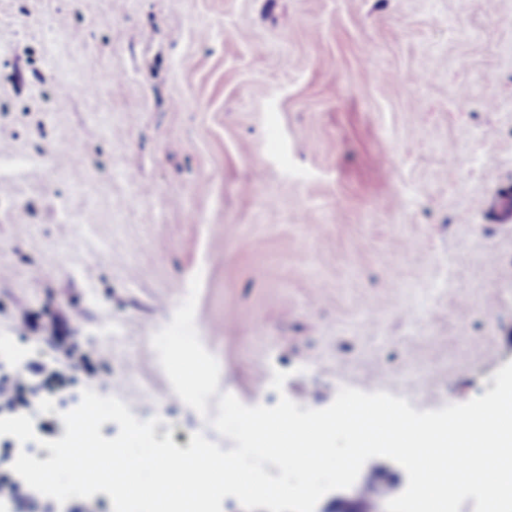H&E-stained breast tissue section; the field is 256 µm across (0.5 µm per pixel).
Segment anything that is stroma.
I'll list each match as a JSON object with an SVG mask.
<instances>
[{
    "instance_id": "obj_1",
    "label": "stroma",
    "mask_w": 512,
    "mask_h": 512,
    "mask_svg": "<svg viewBox=\"0 0 512 512\" xmlns=\"http://www.w3.org/2000/svg\"><path fill=\"white\" fill-rule=\"evenodd\" d=\"M196 275V331L245 405L277 370L303 409L492 390L512 0H0V333L54 368L58 320L88 354L56 409L91 388L188 448L152 337ZM406 486L375 457L349 492L380 512Z\"/></svg>"
}]
</instances>
